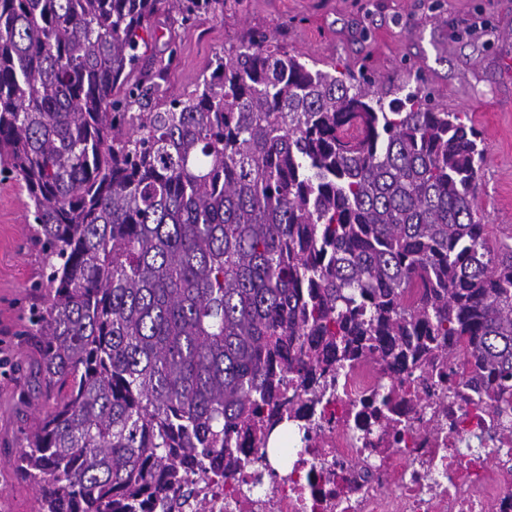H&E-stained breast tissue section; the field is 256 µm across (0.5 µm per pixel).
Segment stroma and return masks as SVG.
<instances>
[{"mask_svg": "<svg viewBox=\"0 0 512 512\" xmlns=\"http://www.w3.org/2000/svg\"><path fill=\"white\" fill-rule=\"evenodd\" d=\"M154 24L163 95L193 90L216 55L256 32L320 69L374 75L381 89L422 73L441 107L482 130L479 211L495 232L512 225V0H224L223 14L190 26L162 4ZM26 201L0 182V512H31L38 496L14 466L35 357L25 331L44 302Z\"/></svg>", "mask_w": 512, "mask_h": 512, "instance_id": "35a3bbf8", "label": "stroma"}]
</instances>
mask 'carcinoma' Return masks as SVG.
Returning <instances> with one entry per match:
<instances>
[{
  "instance_id": "carcinoma-1",
  "label": "carcinoma",
  "mask_w": 512,
  "mask_h": 512,
  "mask_svg": "<svg viewBox=\"0 0 512 512\" xmlns=\"http://www.w3.org/2000/svg\"><path fill=\"white\" fill-rule=\"evenodd\" d=\"M158 0H0V175L25 185L54 400L16 468L38 512H144L178 471L360 357L512 390V244L478 217L482 132L422 78L388 98L256 35L155 110ZM184 23L224 0H171Z\"/></svg>"
}]
</instances>
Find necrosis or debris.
<instances>
[{
	"label": "necrosis or debris",
	"mask_w": 512,
	"mask_h": 512,
	"mask_svg": "<svg viewBox=\"0 0 512 512\" xmlns=\"http://www.w3.org/2000/svg\"><path fill=\"white\" fill-rule=\"evenodd\" d=\"M328 377L320 399L283 411L278 462L263 435L241 436L230 454L249 465L184 473L200 502L182 512H512V417L485 378L425 365L384 406L392 381L367 360Z\"/></svg>",
	"instance_id": "necrosis-or-debris-1"
}]
</instances>
